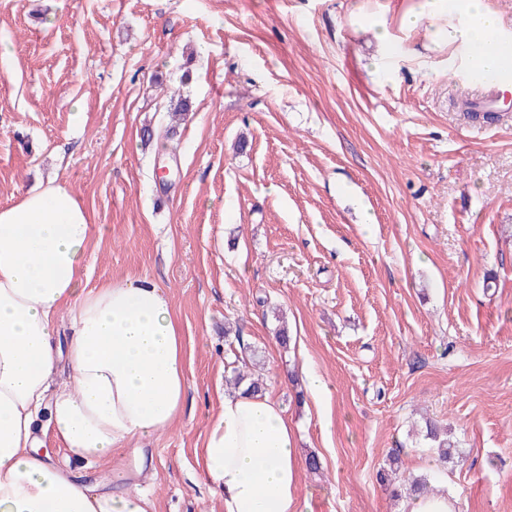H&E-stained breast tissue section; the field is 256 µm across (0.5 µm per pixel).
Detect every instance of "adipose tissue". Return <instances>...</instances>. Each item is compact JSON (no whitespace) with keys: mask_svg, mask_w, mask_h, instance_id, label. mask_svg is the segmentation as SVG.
<instances>
[{"mask_svg":"<svg viewBox=\"0 0 512 512\" xmlns=\"http://www.w3.org/2000/svg\"><path fill=\"white\" fill-rule=\"evenodd\" d=\"M402 29L462 44L474 73L512 72L511 35L483 0H416ZM93 220L63 184L0 206V512H155L139 482L85 480L42 448L52 436L84 467L177 421L188 389L168 295L148 279L85 288ZM202 460L224 512H300L296 429L273 392L220 398Z\"/></svg>","mask_w":512,"mask_h":512,"instance_id":"ef3b65f1","label":"adipose tissue"}]
</instances>
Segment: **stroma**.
<instances>
[{"instance_id":"1","label":"stroma","mask_w":512,"mask_h":512,"mask_svg":"<svg viewBox=\"0 0 512 512\" xmlns=\"http://www.w3.org/2000/svg\"><path fill=\"white\" fill-rule=\"evenodd\" d=\"M361 3L0 0V205L68 186L88 287L149 279L182 332L184 412L139 479L156 512H223L201 448L244 358L321 462L302 512H399L377 473L395 451L422 474L428 418L459 442L457 512H512V111L469 118L462 50L394 23L380 78Z\"/></svg>"}]
</instances>
